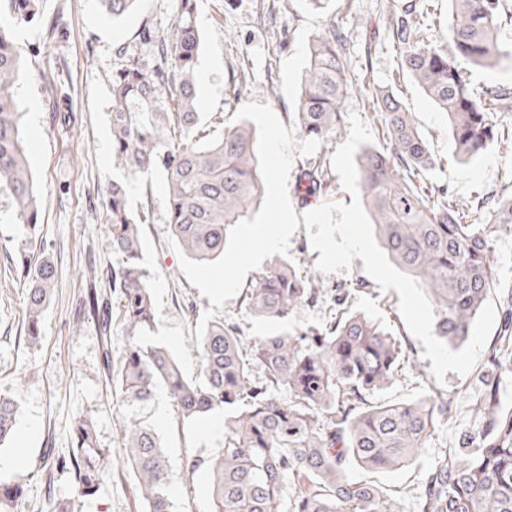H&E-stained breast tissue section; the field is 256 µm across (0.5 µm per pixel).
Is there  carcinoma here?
<instances>
[{
    "instance_id": "cac0c4a2",
    "label": "carcinoma",
    "mask_w": 512,
    "mask_h": 512,
    "mask_svg": "<svg viewBox=\"0 0 512 512\" xmlns=\"http://www.w3.org/2000/svg\"><path fill=\"white\" fill-rule=\"evenodd\" d=\"M138 0H99L118 19ZM506 0H448V27L436 40L427 15L406 10L391 39L406 48L401 67L425 96L448 115V128L463 162L478 157L496 137L509 140L502 123L512 112V88H474L461 62L492 68L512 62V14ZM0 24V190L7 191L20 224L38 223L40 203L21 133L15 86L22 53L12 27L40 22L49 38L66 34L62 17L43 18L38 0H6ZM194 0H178L177 18L147 20L130 43L115 49L112 70V157L115 166L148 182L165 175L168 224L184 252L208 263L224 257L233 226L244 224L260 204L264 182L254 130L241 121L210 139L201 129L195 72L200 36ZM343 35L330 21L309 40L307 64L292 119L320 145L311 168L301 172L303 200L326 184L328 155L343 124L349 63ZM376 119L389 136L381 148H365L358 159V188L377 236L393 263L430 292L435 335L460 347L495 288L503 289L501 328L491 362L512 376V286L501 282L493 263L497 241L512 235V195L477 198L463 208L446 196L429 199L409 178L436 161L419 135L411 112L386 87L371 92ZM110 246L117 262L106 273L85 275L83 307L97 318L103 335L107 383L129 409L122 423L126 456L146 512H172L168 456L154 425L136 408L160 384L178 419L193 421L224 411V447L207 466L215 512H403L401 498L371 480L352 479L346 469L384 471L413 463L437 418L453 403L433 391L388 404L374 394L390 388L409 362L402 343L380 321L345 309L354 283L330 286L286 258L261 270L244 293L256 318L286 323L302 306L330 302L328 319L296 330H277L244 342L236 323L211 321L197 340L199 378L185 377L163 347L142 342L154 322L153 293L141 260V224L125 178L105 190ZM29 278L26 339H41L43 315L55 286L48 260L23 263ZM127 329L129 348L112 364L113 320ZM262 375H255V369ZM478 430L460 434L425 473L420 489L408 491L415 512H512V411L500 401L499 384L485 382L471 408ZM20 405L0 395V446L16 431ZM111 458L99 447L96 424L74 418L71 449L55 468L74 473L77 494L99 491ZM23 485L0 481V512H19Z\"/></svg>"
}]
</instances>
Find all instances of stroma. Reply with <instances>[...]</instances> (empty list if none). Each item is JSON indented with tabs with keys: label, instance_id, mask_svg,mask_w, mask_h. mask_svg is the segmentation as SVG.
Instances as JSON below:
<instances>
[{
	"label": "stroma",
	"instance_id": "stroma-1",
	"mask_svg": "<svg viewBox=\"0 0 512 512\" xmlns=\"http://www.w3.org/2000/svg\"><path fill=\"white\" fill-rule=\"evenodd\" d=\"M270 0H196L195 22L201 34L196 71L199 110L203 116L223 113L226 123L245 119L256 130L265 171L266 198L249 223L240 225L223 262L203 268L191 260L172 235L167 222L168 202L163 173L150 183L128 178L132 203L148 201L150 221L142 227L141 264L153 288L155 321L144 341L167 347L187 376L199 370L196 341L213 320L232 317L244 336H261L267 325L241 304L245 288L255 275L278 257L304 262L316 271L314 251L303 220L308 209L324 202L351 203L352 197L330 174L322 191L310 201L297 192L298 176L314 161L319 145L294 125L291 112L306 64L310 36L327 18L336 17L345 36L350 59L349 90L344 114H356L374 135V147L385 145V130L372 113L370 92L382 86L412 112L435 169L424 171L417 185L426 194L447 190L453 201L465 205L475 195L498 197L512 193L505 174L512 169V144L493 142L481 158L462 165L455 161L448 116L426 101L418 87L399 68L402 50L393 44L389 21L407 8L430 10L438 20L448 16V0H329L319 9L310 0H288L286 10L273 13ZM41 11L62 14L69 35L46 40L38 24H24L14 38L26 63V77L17 90L21 126L31 168L41 191V210L35 227L17 223L7 192L0 191V395L20 404L19 425H33L26 453L28 463L16 470L0 469V478L23 484L26 493L19 512H145L132 472L113 464L97 496L90 500L74 492L72 474L54 471L52 459L68 452L74 418L82 413L96 422L101 447L120 455L121 426L128 409L120 396L106 390L101 358L102 337L90 313H78L83 284L80 274L93 267L104 271L115 262L109 244V221L103 192L116 169L110 146L112 129V68L117 45L132 41L148 19L173 20L177 0H139L135 10L115 21L98 0H41ZM290 32L287 51H278L281 29ZM244 72L242 97L226 104L232 74ZM72 115L74 123L63 120ZM287 220H280V212ZM278 237L275 248H263L261 237ZM49 260L58 273L42 325L39 344L25 339L27 281L21 257ZM224 281L215 294L211 281ZM325 284L357 280L364 291L355 294L350 308L367 313L401 341L414 370L408 371L378 400L396 403L416 399L434 390L460 407L438 421L426 439L417 462L374 473L373 478L396 491L418 484L426 465L442 450L454 447L460 432L473 424L468 410L482 381L498 378L489 350H482L464 375L447 372L436 382L432 362L422 343L409 334L399 312V295L383 290L354 259L349 269L323 275ZM191 302L194 314L182 305ZM140 414L158 429L165 443L171 471L169 498L175 512H211L205 470L185 469L187 457L209 462L224 444L223 435L201 434L198 423L178 421L172 405L148 402Z\"/></svg>",
	"mask_w": 512,
	"mask_h": 512
}]
</instances>
